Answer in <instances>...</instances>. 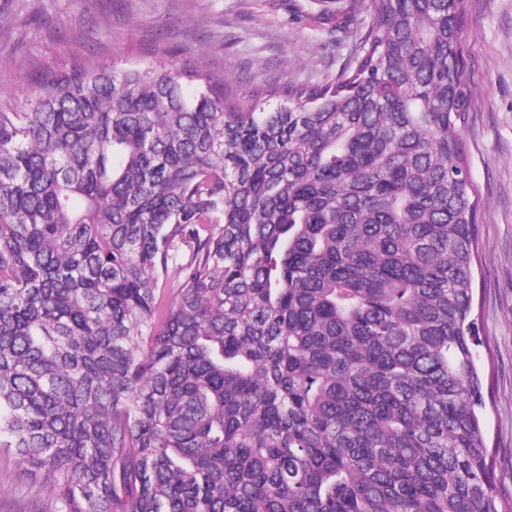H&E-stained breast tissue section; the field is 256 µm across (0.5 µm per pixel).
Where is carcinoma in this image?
Wrapping results in <instances>:
<instances>
[{
	"label": "carcinoma",
	"mask_w": 512,
	"mask_h": 512,
	"mask_svg": "<svg viewBox=\"0 0 512 512\" xmlns=\"http://www.w3.org/2000/svg\"><path fill=\"white\" fill-rule=\"evenodd\" d=\"M467 0L254 105L185 60L0 97V451L51 512H512L483 434Z\"/></svg>",
	"instance_id": "carcinoma-1"
}]
</instances>
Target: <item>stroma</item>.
Returning <instances> with one entry per match:
<instances>
[{"label":"stroma","instance_id":"stroma-1","mask_svg":"<svg viewBox=\"0 0 512 512\" xmlns=\"http://www.w3.org/2000/svg\"><path fill=\"white\" fill-rule=\"evenodd\" d=\"M340 19L333 0H0V96L23 103L29 58L122 67L161 45L228 79L247 103L259 85L333 76L363 26L331 36ZM463 40L475 91L464 139L481 194L473 317L484 435L497 489L512 497V0H468ZM49 510L48 492L0 454V512Z\"/></svg>","mask_w":512,"mask_h":512}]
</instances>
